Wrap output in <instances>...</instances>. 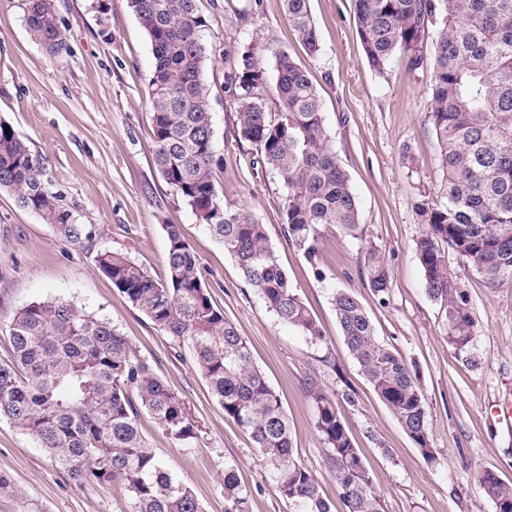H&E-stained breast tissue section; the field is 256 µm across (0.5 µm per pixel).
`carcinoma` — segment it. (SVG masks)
<instances>
[{"mask_svg": "<svg viewBox=\"0 0 512 512\" xmlns=\"http://www.w3.org/2000/svg\"><path fill=\"white\" fill-rule=\"evenodd\" d=\"M151 43L149 98L154 112L153 154L164 182L224 245L244 280L279 321L310 341H323L318 322L292 288L265 227L217 190L218 166L205 69V21L195 0H128ZM290 27L311 52L319 50L309 0H284ZM366 58L377 71L397 55L423 64L417 47L433 26L429 121L446 173L440 200L422 199L424 231L414 251L426 293L445 312L448 346L475 362L477 324L445 251L492 287L512 281V0H354ZM31 36L51 54L67 49L55 0H28ZM269 87L263 60L248 48L228 75L238 104L239 140L257 148L258 163L287 189L284 224L289 240L313 258L321 230L339 228L358 240L359 207L348 173L325 126L322 103L306 70L288 53L275 55ZM278 101L269 110L268 93ZM78 244L84 225L50 188L46 158L0 122V190ZM164 280L109 249L100 270L159 330L189 343L210 393L250 437L280 494L306 512H331L318 483L294 455L281 399L253 363L246 340L214 306L198 262L179 225H165ZM366 285L380 298L391 288L384 258L362 244ZM345 344L401 428L432 457L430 406L417 373L401 353L380 344L372 321L345 290L332 293ZM13 365H0V417L31 435L78 484L119 486L125 512H203L192 490L177 480L138 427L150 414L174 443L198 438L184 401L142 360L108 321L62 301L22 307L7 326ZM314 426L328 450L346 512H383L360 449L350 438L336 396L310 379ZM478 484L495 512H512V481L484 470ZM250 491L236 468L224 466V512H250Z\"/></svg>", "mask_w": 512, "mask_h": 512, "instance_id": "obj_1", "label": "carcinoma"}]
</instances>
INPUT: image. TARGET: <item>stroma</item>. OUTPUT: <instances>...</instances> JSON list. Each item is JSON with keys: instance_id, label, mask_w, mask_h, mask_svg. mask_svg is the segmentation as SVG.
Instances as JSON below:
<instances>
[{"instance_id": "1", "label": "stroma", "mask_w": 512, "mask_h": 512, "mask_svg": "<svg viewBox=\"0 0 512 512\" xmlns=\"http://www.w3.org/2000/svg\"><path fill=\"white\" fill-rule=\"evenodd\" d=\"M68 48L49 55L29 33L26 0H0V121L48 159L51 188L91 236L73 245L51 225L0 190V365L11 360L5 327L36 301L60 299L108 320L185 402L198 426L178 445L142 415L150 448L204 512H224V467L235 466L251 491L250 512H301L279 493L249 437L226 418L195 366L188 343L175 341L112 284L97 263L100 251L125 254L155 278L167 275L165 225H180L216 307L246 340L252 359L280 395L296 458L315 477L332 512H345L314 428L311 377L328 390L353 391L339 407L373 479L384 512H494L477 486L492 470L512 481V282L490 287L462 274L477 323L471 366L449 348L438 303L425 292L414 241L423 231L421 197L445 193L439 147L428 122L434 45L424 39L425 63L409 68L397 57L384 73L368 63L352 0H310L320 52L310 56L292 32L283 0H197L206 22L217 154L215 183L225 202L248 208L323 341L314 343L281 323L235 261L160 177L153 155L149 79L151 44L128 0H56ZM256 48L269 78L285 51L305 67L322 101L337 157L360 209V240L339 229L321 231L308 259L292 245L283 218L286 190L271 171L254 165V145L236 136L238 105L226 88L229 55ZM382 253L392 288L379 300L365 284L359 245ZM355 295L377 340L399 351L416 370L430 405L433 456L425 458L378 397L349 353L331 303L334 290ZM0 473L14 483L0 493V512H124L115 489L77 484L30 435L0 418Z\"/></svg>"}]
</instances>
